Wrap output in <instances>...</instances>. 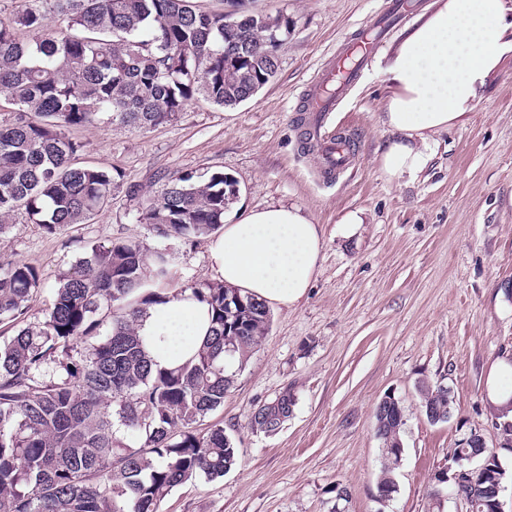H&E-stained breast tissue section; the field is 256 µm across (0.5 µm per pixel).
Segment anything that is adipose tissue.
<instances>
[{"label": "adipose tissue", "mask_w": 512, "mask_h": 512, "mask_svg": "<svg viewBox=\"0 0 512 512\" xmlns=\"http://www.w3.org/2000/svg\"><path fill=\"white\" fill-rule=\"evenodd\" d=\"M512 54V0H440L401 40L384 74L391 86L381 122L391 137L380 161L392 179L416 177L439 131L463 124L489 76ZM322 246L312 219L294 206L251 209L209 244L218 280L269 305L293 307L310 288ZM207 305L186 290L150 305L138 334L151 359L174 368L210 328Z\"/></svg>", "instance_id": "ef3b65f1"}]
</instances>
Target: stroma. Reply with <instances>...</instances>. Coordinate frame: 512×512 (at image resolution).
Returning <instances> with one entry per match:
<instances>
[{"label": "stroma", "instance_id": "stroma-1", "mask_svg": "<svg viewBox=\"0 0 512 512\" xmlns=\"http://www.w3.org/2000/svg\"><path fill=\"white\" fill-rule=\"evenodd\" d=\"M388 5L248 0L252 12L288 18L270 83L232 108L194 98L175 121L154 128L103 117L68 129L83 144L79 164L115 173L110 205L56 235L20 214L0 237V257L40 274L29 311L38 318L61 275L94 243L167 245L176 286L215 282L208 237L167 241L139 221L170 177L221 171L240 188L235 209L295 206L319 224L311 288L295 307L270 306L261 346L235 368L223 407L196 425L223 427L236 442V466L175 488L159 512H428L431 473L450 448L474 430L488 447L498 445L484 390L492 365L512 355V54L466 123L434 135L417 178L391 181L381 169L389 85L376 64L331 118L355 139L356 159L339 178L324 180L296 126L324 60ZM354 211L364 222L351 233L342 219ZM424 381L453 391L448 422L427 420L418 392ZM287 388L296 398L288 420L274 434L253 432L252 413ZM388 394L401 402L406 424L398 490L382 503L374 410ZM340 487L348 491L343 502Z\"/></svg>", "mask_w": 512, "mask_h": 512}]
</instances>
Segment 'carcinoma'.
<instances>
[{"label": "carcinoma", "mask_w": 512, "mask_h": 512, "mask_svg": "<svg viewBox=\"0 0 512 512\" xmlns=\"http://www.w3.org/2000/svg\"><path fill=\"white\" fill-rule=\"evenodd\" d=\"M55 15L62 26L49 28ZM224 29V14L191 0H27L0 18V98L17 118L0 126V237L24 212L48 234L86 224L110 201L112 172L75 163L83 145L66 129L106 115L136 128L174 121L195 96L233 107L277 74L270 40L288 35V17L249 11ZM233 46L239 63L224 62ZM224 173L181 174L141 212L161 238L191 240L224 224ZM172 254H146L132 241L88 246L67 271L43 317L28 321L42 288L38 272L0 259V322L15 334L0 344V512H158L177 486L224 476L237 462L234 440L194 424L224 405L233 383L226 358L243 361L268 329L266 305L244 296L224 310V284L199 283L211 335L190 360L153 368L136 334L146 308L168 295ZM106 333H100L104 322ZM423 410L448 421V390L421 389ZM295 405L283 390L254 415L277 423ZM381 441L377 491L396 492L404 407L375 409ZM135 438L122 444L117 433ZM453 494L471 512H494V484L462 481Z\"/></svg>", "instance_id": "obj_1"}]
</instances>
